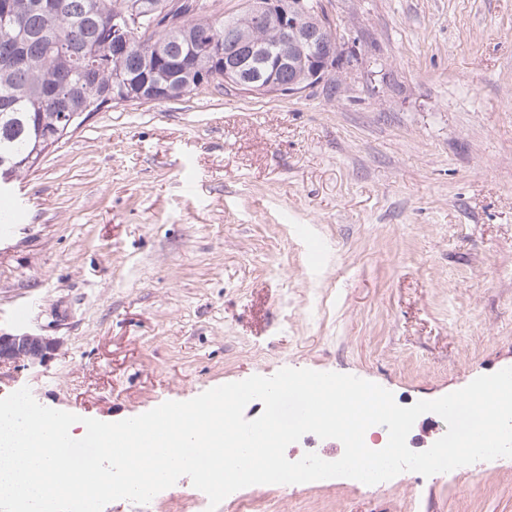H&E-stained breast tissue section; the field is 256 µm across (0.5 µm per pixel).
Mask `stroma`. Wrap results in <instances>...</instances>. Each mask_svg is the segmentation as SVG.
<instances>
[{"mask_svg":"<svg viewBox=\"0 0 512 512\" xmlns=\"http://www.w3.org/2000/svg\"><path fill=\"white\" fill-rule=\"evenodd\" d=\"M319 5L339 47L314 87L106 109L17 180L0 329L59 349L16 387L117 422L284 368L408 407L512 366V0ZM196 493L184 476L103 512H195ZM256 493L268 512H512V458Z\"/></svg>","mask_w":512,"mask_h":512,"instance_id":"1","label":"stroma"}]
</instances>
